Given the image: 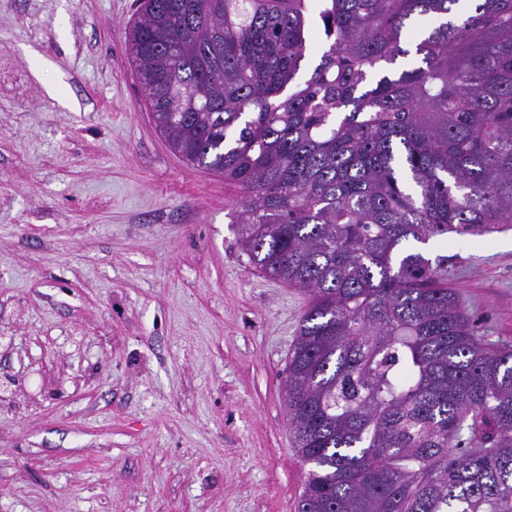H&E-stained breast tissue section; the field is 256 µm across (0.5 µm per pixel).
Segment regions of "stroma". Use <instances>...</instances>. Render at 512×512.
I'll return each mask as SVG.
<instances>
[{"instance_id": "obj_1", "label": "stroma", "mask_w": 512, "mask_h": 512, "mask_svg": "<svg viewBox=\"0 0 512 512\" xmlns=\"http://www.w3.org/2000/svg\"><path fill=\"white\" fill-rule=\"evenodd\" d=\"M139 0H0V512H295L284 368L308 296L249 267L240 191L156 130ZM512 345V224L430 239Z\"/></svg>"}]
</instances>
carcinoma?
Here are the masks:
<instances>
[{"mask_svg":"<svg viewBox=\"0 0 512 512\" xmlns=\"http://www.w3.org/2000/svg\"><path fill=\"white\" fill-rule=\"evenodd\" d=\"M128 43L170 149L244 190L250 266L309 295L296 512H512V346L413 248L512 223V0H141Z\"/></svg>","mask_w":512,"mask_h":512,"instance_id":"obj_1","label":"carcinoma"}]
</instances>
